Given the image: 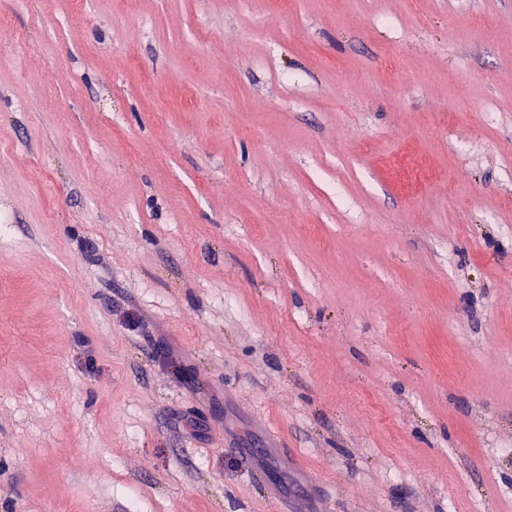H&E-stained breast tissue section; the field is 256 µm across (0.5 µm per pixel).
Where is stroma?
Wrapping results in <instances>:
<instances>
[{
    "label": "stroma",
    "instance_id": "1",
    "mask_svg": "<svg viewBox=\"0 0 512 512\" xmlns=\"http://www.w3.org/2000/svg\"><path fill=\"white\" fill-rule=\"evenodd\" d=\"M0 512H512V0H0Z\"/></svg>",
    "mask_w": 512,
    "mask_h": 512
}]
</instances>
